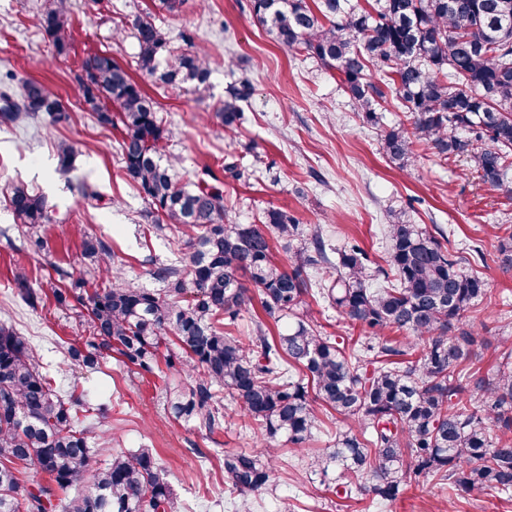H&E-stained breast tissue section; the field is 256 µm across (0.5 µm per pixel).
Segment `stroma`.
<instances>
[{
  "mask_svg": "<svg viewBox=\"0 0 512 512\" xmlns=\"http://www.w3.org/2000/svg\"><path fill=\"white\" fill-rule=\"evenodd\" d=\"M39 4L0 0V77L12 74L16 94L24 80L40 82L73 110L74 120L54 128L33 121L0 125V319L30 337L42 372L54 378L61 395L76 391L91 403L111 405L107 418L87 415L94 433L115 437L126 451L153 449L167 469L176 512H512V497L446 491L432 482L409 486L396 500L378 505L356 492L341 499L335 475L312 473L303 454L285 449L274 462L268 490L256 497L231 494L224 487L225 451L259 446L256 430L246 429L239 413H232L223 431L201 433L166 409L167 390L188 384L190 375L148 373L116 355L95 368L65 362L64 343L90 337L79 323L87 309L57 307L50 285L64 269L83 272L87 292L100 288V275L82 255L84 235L104 238L125 260L126 276L151 290L161 287L152 266L178 256L177 235L155 231L142 218L149 205L126 176L118 152L123 129L99 124L84 108L80 77L89 56L110 54L160 102L180 183L196 182L206 166L221 172L227 156L237 159L239 177L222 178L224 203L236 223L255 224L265 211L282 209L305 234L319 233L336 247L357 242L379 260L389 247L387 212L402 209L412 223L442 228L450 248L477 247L480 254L470 264L489 292L468 320L489 340L512 336V272L500 269L495 242L486 233L490 224L512 225V197L483 184L473 163L423 149L411 170H398L381 149L380 131L406 124L405 113L390 103L379 125L364 124L337 70L306 52L281 50L252 18L248 0H186L176 15L156 10L153 0H71L70 49L61 57L38 26ZM146 14L167 33L174 53H207L213 75L206 98L155 83L137 66L134 38L114 40L116 28L128 30ZM241 72L250 76L253 93L232 136L215 112L225 84ZM62 141L78 148L65 173L57 163ZM17 185L44 195L51 206L50 223L38 230L48 240L45 250H30L28 230L13 220L8 196ZM19 266L42 295L37 308L13 293Z\"/></svg>",
  "mask_w": 512,
  "mask_h": 512,
  "instance_id": "1",
  "label": "stroma"
}]
</instances>
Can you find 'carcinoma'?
Segmentation results:
<instances>
[{
  "label": "carcinoma",
  "instance_id": "1",
  "mask_svg": "<svg viewBox=\"0 0 512 512\" xmlns=\"http://www.w3.org/2000/svg\"><path fill=\"white\" fill-rule=\"evenodd\" d=\"M252 16L285 50L301 49L336 68L362 120L380 124L389 100L408 114L409 126L381 130L384 154L405 170L420 144L439 158H469L489 187L512 196V0H248ZM39 26L56 54L68 51L70 0H42ZM132 37L138 66L164 86H192L203 97L212 71L202 50L167 57L166 33L151 16L137 18ZM81 84L87 110L102 125L120 124L124 169L150 210L152 228L181 233V256L153 277L162 292L139 287L121 259L97 236L83 240L90 266L111 278L89 294L84 280L62 272L57 306H87L92 340L70 344V362L93 368L117 354L151 372L160 347L168 370L192 372L169 393L176 420L212 434L224 428L223 400L239 407L261 432L252 453L224 452V485L231 493L260 494L272 482L281 437L303 449L319 418L317 406L350 418L333 448L310 456L313 472H339L344 490L393 501L421 477L458 491L512 492V345L494 349L490 377L464 364L482 363L489 342L463 322L487 295L485 281L404 211L388 215L387 267L373 263L355 241L332 248L314 233L303 239L297 220L269 209L259 224H236L209 167L189 186L175 180L166 155L171 132L159 106L109 54L84 61ZM0 88V123L70 120V110L37 81L19 100ZM252 85L241 77L225 88L218 117L224 129L241 124V104ZM77 153L57 147L59 170ZM17 223L30 231L51 221L47 200L23 186L11 191ZM299 241L288 264L272 252L271 235ZM501 268L512 270V231L498 237ZM324 278L314 280L311 272ZM17 295L35 308L41 295L25 272L14 273ZM193 293L186 298V293ZM259 295L277 335L254 321L237 336L243 311ZM321 297L337 318L358 326L360 343L347 349L307 318L309 298ZM393 333L398 338L379 341ZM108 412L79 396L65 400L43 374L29 337L0 321V512H20L16 464L33 463L48 483L27 495L28 512H48L55 489L76 488L64 512H174L167 473L148 448L93 445L78 412Z\"/></svg>",
  "mask_w": 512,
  "mask_h": 512
}]
</instances>
